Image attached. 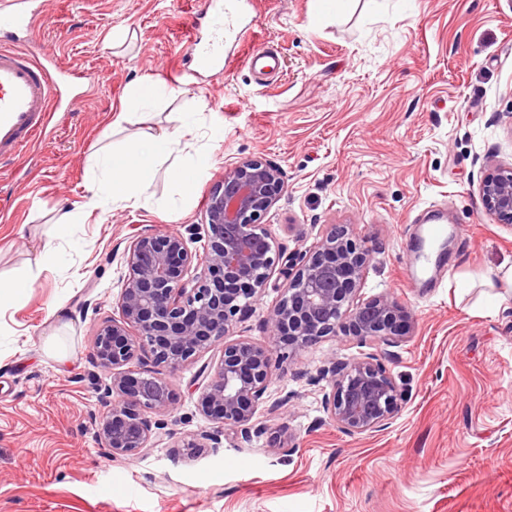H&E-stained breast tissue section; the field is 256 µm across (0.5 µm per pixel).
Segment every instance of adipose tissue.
Instances as JSON below:
<instances>
[{"label": "adipose tissue", "instance_id": "1", "mask_svg": "<svg viewBox=\"0 0 512 512\" xmlns=\"http://www.w3.org/2000/svg\"><path fill=\"white\" fill-rule=\"evenodd\" d=\"M148 159L126 162L116 159L115 155L103 153L92 159L91 177L87 184L89 198L81 206L62 211L57 219L61 226L85 223L87 217L96 209L102 198L113 202L137 205L152 179L149 159L170 153L169 136L152 135L146 139Z\"/></svg>", "mask_w": 512, "mask_h": 512}]
</instances>
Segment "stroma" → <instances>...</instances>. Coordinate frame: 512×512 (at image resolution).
I'll list each match as a JSON object with an SVG mask.
<instances>
[{
	"label": "stroma",
	"mask_w": 512,
	"mask_h": 512,
	"mask_svg": "<svg viewBox=\"0 0 512 512\" xmlns=\"http://www.w3.org/2000/svg\"><path fill=\"white\" fill-rule=\"evenodd\" d=\"M335 2L317 18L313 0H234L254 44L281 58L282 72L260 78L230 43L224 72L198 69L205 0H40L26 48L84 80L44 140L0 163V283L35 276L20 299H0V512H512V291L481 284L512 265V224L481 193L489 165L512 163V0ZM116 31L125 43L105 48ZM146 76L172 95L113 126ZM163 131L173 150L153 162L145 203L105 204L59 232L60 210L85 200L92 154ZM252 157L283 174L260 219L283 257L235 336L267 342L289 257L352 225L370 253L363 295L389 290L410 316L383 360L401 407L386 430L341 431L314 379L331 356L382 347L326 338L278 361L268 395L287 404L260 405L251 442L190 455L176 442L216 427L198 410L197 379L215 347L170 375L151 448L112 457L92 422L111 382L94 334L121 317L125 249L177 231L202 251L211 188ZM191 159L198 180L184 200L171 171ZM432 207L467 236L449 235L448 271L422 294L402 279L403 230Z\"/></svg>",
	"instance_id": "1"
}]
</instances>
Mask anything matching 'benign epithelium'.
<instances>
[{
  "label": "benign epithelium",
  "instance_id": "7a95c632",
  "mask_svg": "<svg viewBox=\"0 0 512 512\" xmlns=\"http://www.w3.org/2000/svg\"><path fill=\"white\" fill-rule=\"evenodd\" d=\"M282 191L277 167L245 159L225 172L209 195L203 255L191 252L177 232L138 236L125 249L129 275L119 297L121 320L101 323L94 340L97 366L112 373L104 397H113V403L94 420L110 456L133 457L152 447L158 424L151 416L168 412L172 404L170 383L160 372L129 367L141 352L156 366L175 372L224 343L198 399L199 411L220 424V430L177 443L193 452L217 448L223 439L251 441L253 419L277 359L294 357L343 331L385 346H396L409 334L407 315L389 291L360 294L368 253L350 227L341 224L295 258L288 287L266 317L270 343L228 339L279 263L280 252L258 219ZM482 199L499 223L512 224V164L488 173ZM318 380L330 387L324 411L349 435L387 428L403 397L373 356H333Z\"/></svg>",
  "mask_w": 512,
  "mask_h": 512
}]
</instances>
